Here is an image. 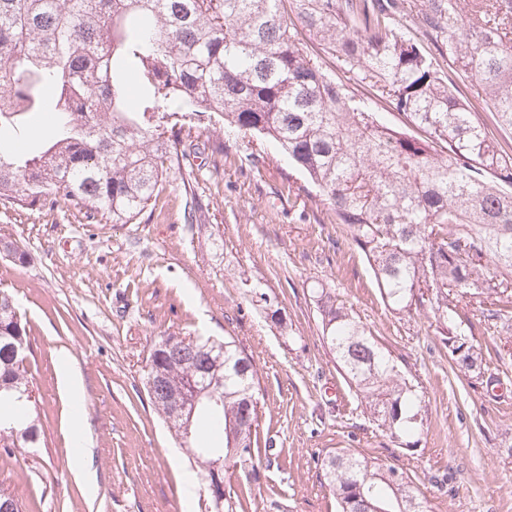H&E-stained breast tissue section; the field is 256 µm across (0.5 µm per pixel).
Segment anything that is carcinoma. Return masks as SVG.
Returning a JSON list of instances; mask_svg holds the SVG:
<instances>
[{
	"mask_svg": "<svg viewBox=\"0 0 512 512\" xmlns=\"http://www.w3.org/2000/svg\"><path fill=\"white\" fill-rule=\"evenodd\" d=\"M315 36L347 72L388 98L415 135L376 117L377 101L308 57ZM474 82L482 109L512 129V0H0V200L28 208L70 202L89 224H130L167 169L186 174L187 129L219 121L244 139L275 143L345 225L385 298L429 306L451 324V367L480 366L458 323L470 305L512 299V154L494 145L441 66ZM138 92L131 95L128 74ZM52 88L48 100L45 89ZM49 110L44 132L32 115ZM322 339L382 426L416 429L422 399L391 352L323 288ZM29 334L13 295L0 289V460L42 442L29 395ZM146 366L176 392L203 368L224 377L221 404L194 427L155 408L200 468L205 489L224 485L207 512H246L249 484L212 470L224 458L249 479L259 457L260 381L238 339L163 336ZM392 466L348 451L323 460L339 512H426L419 489Z\"/></svg>",
	"mask_w": 512,
	"mask_h": 512,
	"instance_id": "carcinoma-1",
	"label": "carcinoma"
}]
</instances>
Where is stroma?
<instances>
[{
	"label": "stroma",
	"mask_w": 512,
	"mask_h": 512,
	"mask_svg": "<svg viewBox=\"0 0 512 512\" xmlns=\"http://www.w3.org/2000/svg\"><path fill=\"white\" fill-rule=\"evenodd\" d=\"M191 134L224 146L219 160L195 161L196 213L175 169L131 224H89L64 202L0 205V241L25 257L0 252V289L27 322L44 430L41 447L0 464V488L25 512H199L187 453L150 402L143 369L160 337L234 336L260 379V445L276 456L259 462L248 512H338L321 462L342 449L402 468L427 512H512V306L472 308L464 334L481 371L452 370L445 326L430 309L387 303L347 227L327 221L274 143L259 142L255 170L240 162L241 137ZM318 286L418 387L415 446L379 426L324 344ZM65 368L82 379L79 397L64 388Z\"/></svg>",
	"instance_id": "obj_1"
}]
</instances>
